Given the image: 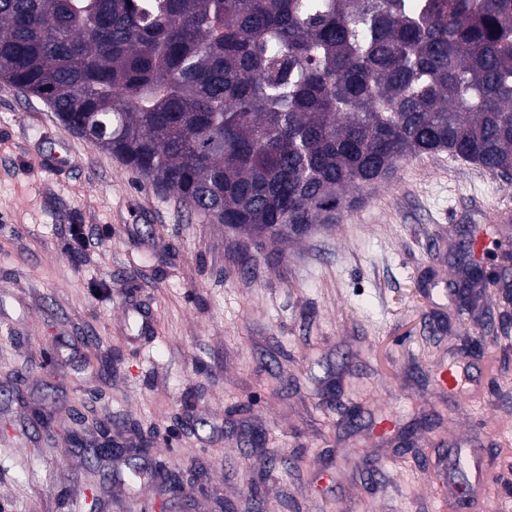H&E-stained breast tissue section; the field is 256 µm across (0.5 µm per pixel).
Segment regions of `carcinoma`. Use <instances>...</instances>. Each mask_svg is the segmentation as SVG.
I'll list each match as a JSON object with an SVG mask.
<instances>
[{"label": "carcinoma", "instance_id": "obj_1", "mask_svg": "<svg viewBox=\"0 0 512 512\" xmlns=\"http://www.w3.org/2000/svg\"><path fill=\"white\" fill-rule=\"evenodd\" d=\"M0 82L259 252L409 157L512 181V0H0Z\"/></svg>", "mask_w": 512, "mask_h": 512}]
</instances>
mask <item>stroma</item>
Masks as SVG:
<instances>
[{
    "label": "stroma",
    "mask_w": 512,
    "mask_h": 512,
    "mask_svg": "<svg viewBox=\"0 0 512 512\" xmlns=\"http://www.w3.org/2000/svg\"><path fill=\"white\" fill-rule=\"evenodd\" d=\"M491 210L512 183L416 156L260 253L0 83V507L156 512L124 477L151 436L171 512H512V295L453 293L475 237L512 271Z\"/></svg>",
    "instance_id": "stroma-1"
}]
</instances>
